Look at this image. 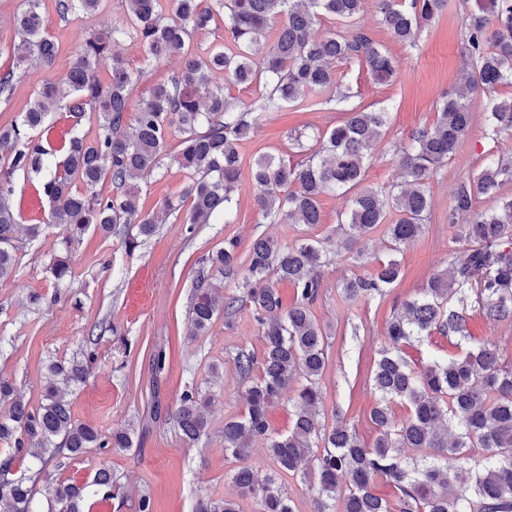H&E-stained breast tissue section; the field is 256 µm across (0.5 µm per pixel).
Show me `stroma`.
<instances>
[{
  "instance_id": "obj_1",
  "label": "stroma",
  "mask_w": 512,
  "mask_h": 512,
  "mask_svg": "<svg viewBox=\"0 0 512 512\" xmlns=\"http://www.w3.org/2000/svg\"><path fill=\"white\" fill-rule=\"evenodd\" d=\"M48 30L59 51L52 71L30 64L17 80L9 101L0 100V121L7 122L21 112L46 79L64 75L75 45L101 28L121 21L124 0H104L93 15L60 18L55 0H43ZM463 0H448L447 8L420 33L416 48L395 43L379 23L374 6H367L362 24L397 59L396 78L379 83L364 70L352 73V86L363 105L386 109L389 122L366 163L365 183L383 185L396 179L397 153L409 131L432 124L436 101L443 91L463 86L470 65L464 49ZM472 124L468 136L456 147L447 165L431 183L432 215L424 232L399 253L404 270L400 282L384 296L351 303L342 298L341 283L350 276V265L335 260L324 271L320 295L313 313L329 334V366L320 386L323 395L321 421L332 425L344 419L354 426L365 442H372L374 430L367 419L374 396L369 376L377 352L385 341L386 324L395 308L414 297L419 288L448 262L455 250L454 230L447 221L448 206L457 182L476 174L487 152L512 157V133L498 141L484 137L485 103L472 100ZM343 118L336 110L297 111L291 108L270 113L249 140L242 142L244 163L269 153L290 160L297 149L291 131L314 127L321 130ZM188 182L176 164L144 174L139 182L144 210L158 209L170 195L181 192ZM347 207L343 195L322 200V223H271L264 220L254 203L249 176H241L234 195L233 221L202 227L194 241H185L178 224L162 225L159 233L134 253H127L120 239L88 233L69 255L75 272L72 288L57 290L46 271L61 247L56 236L41 245H24L19 251L18 276L0 286V375L10 377L31 404L42 396L45 364L52 359L79 357L94 349L97 361L87 381L71 397L75 419L109 433L130 424L140 425L135 445L127 450H90L75 459H62L47 467L49 481L36 487L35 506L44 512L52 482L86 483L95 472L112 473L113 488L106 495L92 496L83 512H137L138 498L150 494L154 512H193L198 495L237 501L241 512H255L252 499L241 496L229 473L235 460L224 454V421L245 409V384L234 358L239 350L261 354L258 327L248 310L239 311L232 324L216 320L203 336L187 334V302L193 288L192 264L197 255L222 246L225 237H238L249 247L260 235L284 245L306 238L335 244L337 216ZM46 297V305L30 304L31 294ZM107 323L116 334H105L90 345L96 327ZM164 350L166 369L159 379L163 416L149 417L150 355ZM224 366L221 381L210 382L209 366ZM208 386L217 401L209 417L211 428L199 444L185 446L180 432L167 412L173 409L187 382Z\"/></svg>"
}]
</instances>
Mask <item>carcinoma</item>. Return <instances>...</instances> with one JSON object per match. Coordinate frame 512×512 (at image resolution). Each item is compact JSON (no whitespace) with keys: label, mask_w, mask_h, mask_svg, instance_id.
I'll return each instance as SVG.
<instances>
[{"label":"carcinoma","mask_w":512,"mask_h":512,"mask_svg":"<svg viewBox=\"0 0 512 512\" xmlns=\"http://www.w3.org/2000/svg\"><path fill=\"white\" fill-rule=\"evenodd\" d=\"M125 18L86 39L73 51L67 73L48 80L18 116L0 126V284L17 274L16 229L22 215L13 203L17 175L42 180L49 207L47 221L25 227L34 244L59 229L66 252L78 247L89 230L118 236L129 253L173 220L194 240L204 224L230 223L233 195L242 161L240 142L261 119L285 108L308 109L331 102L340 106V124L313 128L295 136L300 158L288 162L262 154L251 166L254 201L272 223L320 224L321 198L349 195L348 211L338 219L344 249L355 267L365 263L360 242L381 226L394 252L418 238L431 209V181L470 131L472 112L464 92L440 94L436 119L413 131L399 149L400 182L362 186L368 151L388 124V113L355 101L346 85L349 67L366 69L386 83L398 62L364 28L366 0H124ZM14 18L17 39L9 46L11 67L0 71V97L8 100L16 75L31 57L53 68L58 52L41 11L42 0H25ZM101 0H55L65 18L94 13ZM380 23L394 41L416 46L424 24L438 16L447 0H376ZM224 20V42L200 54L190 48L194 33ZM331 26L319 35L316 25ZM125 42L144 50L147 62L173 57L180 69L132 99L143 72L130 69L114 49ZM466 50L473 71L468 88L494 93L512 84V0H476L465 18ZM112 58L107 78L97 63ZM242 87L261 85L257 97L238 101L224 94L214 75ZM71 124L60 130L59 148L50 141L53 114ZM93 115L97 131L88 139L78 131ZM512 132V98H490L486 133L494 139ZM318 149L307 153L303 138ZM177 164L190 183L166 198L156 212L140 205L137 179L160 170L165 160ZM512 181V157L490 153L481 170L458 182L448 207L454 239L465 244L450 253L448 265L431 276L418 294L401 304L387 323V344L371 369L376 400L368 412L375 437L364 442L341 418L327 428L320 423V380L328 366L326 329L312 312L322 286V269L331 261L325 242L308 239L292 246L259 236L240 258V242L225 237L224 246L195 262L189 301V335L206 333L221 315L238 311L235 295L218 299L216 282L233 281L246 289L245 301L263 341L261 358L242 350L236 366L248 380L246 410L224 420V454L241 462L233 483L252 498L256 512H296L277 481L307 465L316 480L313 512H512V362L498 344L468 339V309L475 304L487 320L512 323V198L499 197ZM110 187L102 191L103 185ZM482 197L497 198L496 208L479 211ZM466 217L463 224L458 223ZM55 284L72 287L69 259L55 257L47 267ZM402 275L399 261L381 262L369 274L352 273L341 285L350 302L383 296ZM288 282L296 302L283 307L277 284ZM438 333L467 342L455 358L433 356L416 371L405 348ZM90 350L82 359L51 360L43 373V399L32 406L15 383L0 377V442L11 454L0 461V512H33L34 489L45 472L46 457H78L91 448L128 449L133 428L105 435L73 418L68 399L84 383L95 362ZM259 375L254 377V369ZM294 395L292 425L286 433L270 429L269 409L288 389ZM401 401L408 414L391 407ZM213 396L190 381L168 411L189 447L210 429ZM262 437L276 474L258 478L247 465L250 444ZM484 450L469 466L468 450ZM36 460L38 469L18 475L15 460ZM394 486L388 501L374 493L378 481ZM112 487V473L100 469L84 485L58 482L45 512H80L84 496ZM195 512H239L236 502L198 497Z\"/></svg>","instance_id":"1"}]
</instances>
